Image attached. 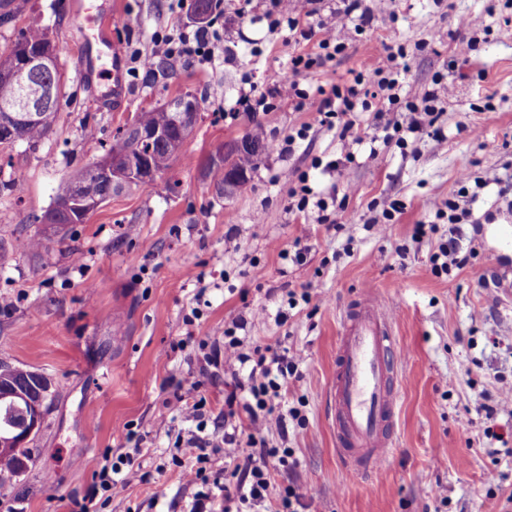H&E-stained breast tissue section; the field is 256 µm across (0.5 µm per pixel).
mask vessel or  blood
Here are the masks:
<instances>
[{"mask_svg": "<svg viewBox=\"0 0 512 512\" xmlns=\"http://www.w3.org/2000/svg\"><path fill=\"white\" fill-rule=\"evenodd\" d=\"M75 8L88 24L79 35L81 75L110 78L113 99H121L127 86L120 46L107 35L85 0H77ZM402 355L388 302L376 293H365L344 319L330 382L336 448L348 472L367 473L389 453L392 442L386 423L394 405L396 365Z\"/></svg>", "mask_w": 512, "mask_h": 512, "instance_id": "1", "label": "vessel or blood"}]
</instances>
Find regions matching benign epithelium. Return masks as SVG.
<instances>
[{
    "label": "benign epithelium",
    "mask_w": 512,
    "mask_h": 512,
    "mask_svg": "<svg viewBox=\"0 0 512 512\" xmlns=\"http://www.w3.org/2000/svg\"><path fill=\"white\" fill-rule=\"evenodd\" d=\"M50 53L47 50L37 55L25 54L20 56V62L13 70L34 69L45 70ZM179 131L178 144L182 145L188 139L195 128L199 118L198 105L193 96H185L179 103ZM32 113L18 112L13 108L3 106L0 108V128H6L11 132L10 141L19 143L18 131ZM137 139H166V135L160 131H146L142 128L129 125L125 134L117 138V144L112 151V163L96 161L91 166L94 178L89 180L71 198H64L55 204V212L68 218L74 217V213L84 208L88 211L100 206V201L105 195L102 180L109 179V184L119 185L129 180L150 184L154 182L156 172L150 165L148 158L141 153L134 152L126 144V141ZM12 398L11 414L8 417V428L0 430V452H8L20 447L38 432L40 426L42 399H29L24 393L16 391L10 395Z\"/></svg>",
    "instance_id": "1"
}]
</instances>
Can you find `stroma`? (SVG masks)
I'll list each match as a JSON object with an SVG mask.
<instances>
[{"label":"stroma","mask_w":512,"mask_h":512,"mask_svg":"<svg viewBox=\"0 0 512 512\" xmlns=\"http://www.w3.org/2000/svg\"><path fill=\"white\" fill-rule=\"evenodd\" d=\"M14 25L0 26V54L14 28L36 22L56 42L64 97L48 135L37 145L0 150V177L17 191L0 196V361L49 377V411L35 434L34 466L0 489L5 512H79L104 457L126 448L128 432L143 438L149 477L113 490L98 512H190L195 487L171 465L176 433L195 429L168 415L173 380L198 373L189 351L223 345L224 332L247 318L246 347L271 346L299 357V375L281 389L304 426L289 423L285 445L297 466L274 471L306 492L307 512H512V416L486 419L479 406L512 387V248L499 232L512 226V199L499 193L512 177V35L479 42L468 62L456 59L464 35L458 19L496 24L504 0H366L372 26L352 35L347 50L306 80L328 85L372 66L383 45L404 46L412 93L452 75L442 98L439 135L408 137L404 147L369 155L320 123L318 101L295 112H244L251 88L266 90L288 73V30L272 29L270 0H224L216 25L224 62L203 69L168 60L166 72L127 74L131 93L122 111L99 108L79 77L71 46L80 21L74 0H21ZM107 4L108 34L126 53H147L155 31L192 30L190 8L173 0H92ZM442 31L432 43L430 32ZM194 94L201 119L171 170L147 187L112 197L72 232L43 223L67 171L93 162L135 112ZM307 126L292 152H278ZM262 127L275 150L263 155L233 197H218L201 165L216 147ZM354 162H346L347 153ZM339 160L327 171L331 160ZM325 193L346 198L344 209H289L298 174ZM486 186L469 201L458 239L470 259L443 270L432 258L447 242L448 220L437 207L455 195L462 174ZM400 204L384 227L378 204ZM234 233L237 251L226 250ZM38 235L41 253L21 249ZM302 251L301 262L280 249ZM392 298L395 334L405 357L395 384L391 455L369 475L347 474L336 451L326 391L342 321L365 289ZM309 301L289 307V290ZM198 309L199 318L184 317ZM493 428L497 439L487 438Z\"/></svg>","instance_id":"stroma-1"}]
</instances>
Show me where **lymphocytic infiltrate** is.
I'll list each match as a JSON object with an SVG mask.
<instances>
[{
	"label": "lymphocytic infiltrate",
	"mask_w": 512,
	"mask_h": 512,
	"mask_svg": "<svg viewBox=\"0 0 512 512\" xmlns=\"http://www.w3.org/2000/svg\"><path fill=\"white\" fill-rule=\"evenodd\" d=\"M318 3L319 0H305L299 8L292 0H272L276 10L272 27H287L289 41L311 42L315 49L310 53H292L287 76L273 88L256 95V103L271 110L283 105L299 110L310 97H318L321 124L339 127L341 137L351 138L357 144L363 142L365 133L357 127L354 113L369 111L374 105L385 113L401 104L415 118L404 126L393 125L391 132L383 135V144L391 145L399 132H420V118L434 113L438 95L433 91L420 97L412 95L405 82L406 69L393 52H386L381 64L355 72L344 82L327 87L303 86L302 73L334 61L344 51L348 33L363 31L374 20L364 0H342V8L326 16L321 14ZM152 41L153 54L157 56L188 57L203 68L224 61V35L211 27L157 33ZM246 325V319L236 321L234 329L227 331L223 347L213 348L206 354L200 367L204 376L210 369L223 368L235 381L233 392L224 400L223 413L216 418L217 428L224 431L228 469L208 474L207 465L215 446L209 436L193 433L177 441L178 462L185 481L210 486L209 491L197 494L191 512H216V502L221 497L255 507L275 494L280 497L277 512H304L305 493L292 485L277 491L271 481L272 465L288 467L291 451L269 447L266 440L273 431L283 436L288 433L287 419L279 411L276 400L286 379L297 374L299 362L269 346L243 350L237 332ZM239 416L247 418V427L237 426L235 419ZM142 454L139 442L135 441L117 459H105L93 475L94 489L103 500L111 499L114 487L126 486L138 478V460Z\"/></svg>",
	"instance_id": "1"
}]
</instances>
